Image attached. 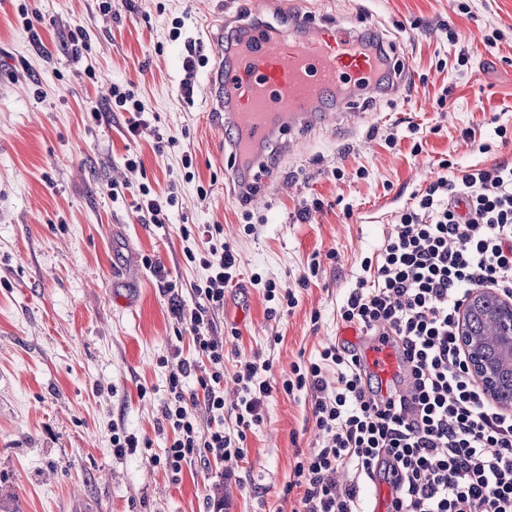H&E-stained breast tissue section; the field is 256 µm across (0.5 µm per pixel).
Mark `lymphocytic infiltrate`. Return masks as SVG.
I'll use <instances>...</instances> for the list:
<instances>
[{"label": "lymphocytic infiltrate", "mask_w": 512, "mask_h": 512, "mask_svg": "<svg viewBox=\"0 0 512 512\" xmlns=\"http://www.w3.org/2000/svg\"><path fill=\"white\" fill-rule=\"evenodd\" d=\"M185 256L208 275L193 287L192 308L172 306L193 343L169 374L163 415L174 438L151 458L172 481L198 458L238 469L272 393L306 392L322 438L296 459L288 481L302 492L299 512H366L362 492L378 479L394 489L390 512H512V411L487 399L457 336L472 292L512 294V164L454 170L414 192L336 309L337 322L362 335L397 337L407 396L368 375L357 348L330 344L279 379L269 361L241 362L237 395L226 400L225 340L204 328L208 313L223 308L240 261L213 233L204 252ZM194 373L200 391L185 394ZM199 405L210 416L205 430Z\"/></svg>", "instance_id": "obj_1"}]
</instances>
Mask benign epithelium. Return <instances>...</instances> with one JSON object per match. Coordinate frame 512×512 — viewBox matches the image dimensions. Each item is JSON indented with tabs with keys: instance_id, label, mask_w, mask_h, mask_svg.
Masks as SVG:
<instances>
[{
	"instance_id": "1",
	"label": "benign epithelium",
	"mask_w": 512,
	"mask_h": 512,
	"mask_svg": "<svg viewBox=\"0 0 512 512\" xmlns=\"http://www.w3.org/2000/svg\"><path fill=\"white\" fill-rule=\"evenodd\" d=\"M489 297L496 300L497 330L491 337L474 336L469 328L470 318ZM457 334L469 370L483 384L486 397L503 409L512 408L511 403L498 400L499 378L512 374V299L488 288L473 293L460 313Z\"/></svg>"
}]
</instances>
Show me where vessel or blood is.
Segmentation results:
<instances>
[{
  "mask_svg": "<svg viewBox=\"0 0 512 512\" xmlns=\"http://www.w3.org/2000/svg\"><path fill=\"white\" fill-rule=\"evenodd\" d=\"M288 29L265 24L243 28L240 43L217 41V65L208 79L224 112V138L216 155H228L227 180L235 194L257 199L275 189L278 168L266 162L269 148L291 151L300 135L326 124L335 111L366 94H397L403 64L377 58L348 21H323L291 12ZM342 342L356 346L367 374L393 379L403 353L393 337L371 338L349 327Z\"/></svg>",
  "mask_w": 512,
  "mask_h": 512,
  "instance_id": "b4317fda",
  "label": "vessel or blood"
}]
</instances>
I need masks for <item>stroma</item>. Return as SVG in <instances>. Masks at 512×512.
Returning a JSON list of instances; mask_svg holds the SVG:
<instances>
[{
	"label": "stroma",
	"instance_id": "1",
	"mask_svg": "<svg viewBox=\"0 0 512 512\" xmlns=\"http://www.w3.org/2000/svg\"><path fill=\"white\" fill-rule=\"evenodd\" d=\"M459 2L302 0L316 17L383 30L408 60L409 82L399 96L361 104V122L305 132L280 161L284 185L248 205L225 182L227 160L213 154L224 117L212 108L207 76L215 66L209 33L247 18L249 0H112L106 12L100 0H0V512H213L219 490L222 512H293L299 494L284 487L295 454L319 439L306 394L273 392L233 477L198 461L174 483L150 463L173 439L163 416L169 361L191 351L153 268L177 281L190 306L191 287L207 272L185 251L204 249L202 226L220 225L238 252L240 273L211 316L213 334L228 339L226 394L238 362L270 361L280 378L299 353L334 343L336 306L390 232L394 211L450 167L512 163V139L494 132L498 123L512 129V0H467L465 14ZM23 5L36 20L23 19ZM77 25L86 31L78 45L70 40ZM450 28L461 44L449 42ZM492 28L503 38L489 48L480 34ZM190 43L206 64L187 100ZM115 83L131 86L145 107L150 126L137 137L127 133V113L106 109ZM161 134L177 146L158 148ZM129 154L142 162L137 171L124 166ZM142 183L173 193L168 224L142 223L132 208ZM314 197L322 209L299 221ZM316 254L318 277L299 286ZM256 273L295 291L291 314L267 317ZM122 432L148 442L150 453H115L112 436Z\"/></svg>",
	"mask_w": 512,
	"mask_h": 512
}]
</instances>
